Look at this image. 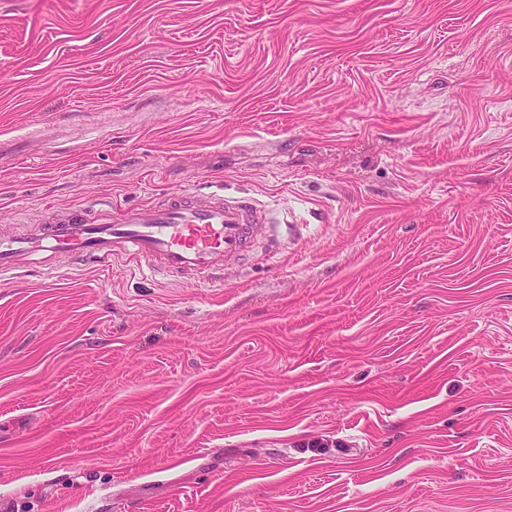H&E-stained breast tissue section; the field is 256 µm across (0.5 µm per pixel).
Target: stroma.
<instances>
[{"instance_id": "35a3bbf8", "label": "stroma", "mask_w": 512, "mask_h": 512, "mask_svg": "<svg viewBox=\"0 0 512 512\" xmlns=\"http://www.w3.org/2000/svg\"><path fill=\"white\" fill-rule=\"evenodd\" d=\"M182 189L272 231L0 273L11 512H512V0H0V239Z\"/></svg>"}]
</instances>
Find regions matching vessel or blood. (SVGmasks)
<instances>
[{
	"label": "vessel or blood",
	"instance_id": "obj_1",
	"mask_svg": "<svg viewBox=\"0 0 512 512\" xmlns=\"http://www.w3.org/2000/svg\"><path fill=\"white\" fill-rule=\"evenodd\" d=\"M265 211L251 199L183 190L157 203L99 209L94 218L74 211L42 225L38 235L0 240V271L20 257L46 250L109 265L124 259L201 277L240 259Z\"/></svg>",
	"mask_w": 512,
	"mask_h": 512
}]
</instances>
